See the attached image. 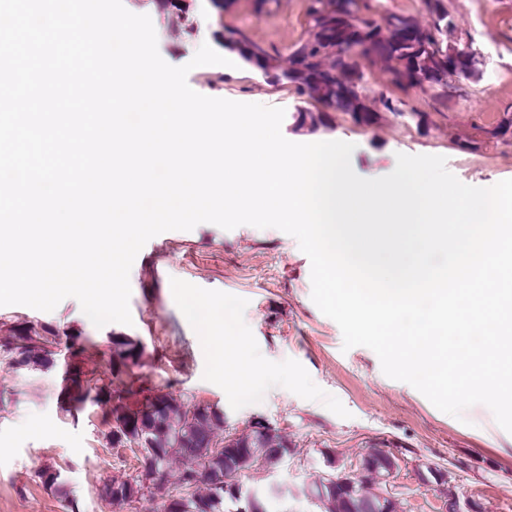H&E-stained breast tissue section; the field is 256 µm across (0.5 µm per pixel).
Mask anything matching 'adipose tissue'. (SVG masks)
Listing matches in <instances>:
<instances>
[{"label":"adipose tissue","instance_id":"ef3b65f1","mask_svg":"<svg viewBox=\"0 0 512 512\" xmlns=\"http://www.w3.org/2000/svg\"><path fill=\"white\" fill-rule=\"evenodd\" d=\"M175 295L183 313L197 325L217 372L223 374L233 371V364L224 359V339L214 333L216 327L228 326L227 312L217 308L207 297L184 288L176 289Z\"/></svg>","mask_w":512,"mask_h":512}]
</instances>
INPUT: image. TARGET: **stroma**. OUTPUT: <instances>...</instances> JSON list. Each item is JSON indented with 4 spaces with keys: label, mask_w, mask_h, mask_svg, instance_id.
Returning <instances> with one entry per match:
<instances>
[{
    "label": "stroma",
    "mask_w": 512,
    "mask_h": 512,
    "mask_svg": "<svg viewBox=\"0 0 512 512\" xmlns=\"http://www.w3.org/2000/svg\"><path fill=\"white\" fill-rule=\"evenodd\" d=\"M123 3L150 16L158 51L173 66L188 65L204 43L223 51L228 26L283 55L308 36L305 0H269L263 7L235 0L223 13L211 0H183L179 15L146 0ZM447 3L465 35L461 46L476 53L480 72L454 83L446 109L413 90L402 97L403 117L383 115L374 129L330 111L326 127L298 131L293 115L302 97L245 63L191 68L187 82L206 96L284 108L281 132L290 141L354 143L360 171L387 166L399 153L441 155L461 182L489 187L512 179V136L488 139L476 151L459 143L476 127L493 128L512 108V0ZM413 111L428 114V128L410 119ZM310 274L297 240L278 229L227 231L202 223L154 236L140 250L129 276L132 325L96 327L72 297L50 312L0 307V343L24 325L55 332L52 365L16 369L0 351V512H160L158 497L130 504L101 497L103 482L131 473L137 459L130 448L113 446L112 420L100 406L68 411L62 392L71 341L96 342L98 376L106 382L117 336L142 345L139 372L152 385L185 404L223 411L225 434L261 420L286 438L288 453L279 463L232 477L267 512H325L324 502L308 494L313 483L329 474L362 475V459L375 448L394 458L380 486L391 490L397 512H448L452 495L483 512H512V433L485 405L455 418L411 385L388 378L371 349H343L339 326L311 299ZM176 286L211 297L244 330L246 346L224 343L225 359L237 365L231 375L214 374L197 328L172 292ZM48 472L55 483L45 481Z\"/></svg>",
    "instance_id": "1"
}]
</instances>
